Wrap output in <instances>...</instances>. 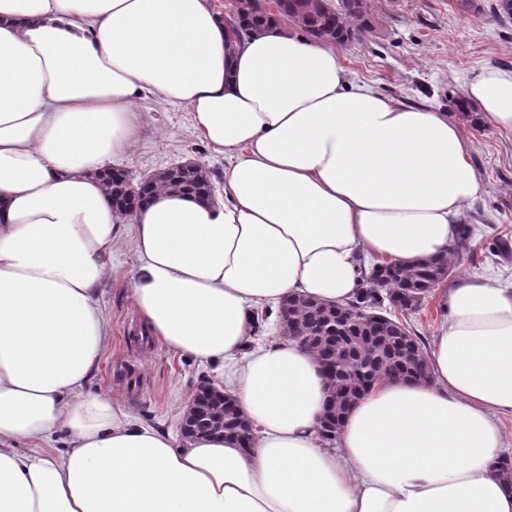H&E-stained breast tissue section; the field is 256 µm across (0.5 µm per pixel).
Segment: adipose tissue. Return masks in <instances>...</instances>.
<instances>
[{
    "label": "adipose tissue",
    "mask_w": 512,
    "mask_h": 512,
    "mask_svg": "<svg viewBox=\"0 0 512 512\" xmlns=\"http://www.w3.org/2000/svg\"><path fill=\"white\" fill-rule=\"evenodd\" d=\"M147 92L224 155V199L162 187L125 228L103 172L138 141ZM463 101L512 133V70ZM471 150L455 113L352 80L335 42L284 15L233 42L210 0H0V512H512V288L437 285L430 382L378 380L332 446L313 354L253 338L285 296L343 303L361 263L445 251L485 189ZM126 230L148 335L215 367L252 448L87 391Z\"/></svg>",
    "instance_id": "1"
}]
</instances>
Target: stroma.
Listing matches in <instances>:
<instances>
[{
	"label": "stroma",
	"instance_id": "1",
	"mask_svg": "<svg viewBox=\"0 0 512 512\" xmlns=\"http://www.w3.org/2000/svg\"><path fill=\"white\" fill-rule=\"evenodd\" d=\"M475 2L476 10L465 12L458 0H368L370 27L340 46L353 78L408 106L456 110L471 77L490 67L512 69V17L499 13L498 0ZM137 108L141 138L113 160L114 168L138 178L196 161L210 171L216 190H223L224 157L193 132L187 107L147 93ZM464 131L486 190L465 213L473 229L471 251L460 257L455 273L511 286L512 259H504L496 243L512 237V134L498 131L474 111L465 115ZM135 264L131 244L123 243L99 290L110 346L87 389L126 401L145 424L176 430L192 393L214 373L143 334L128 288Z\"/></svg>",
	"mask_w": 512,
	"mask_h": 512
}]
</instances>
